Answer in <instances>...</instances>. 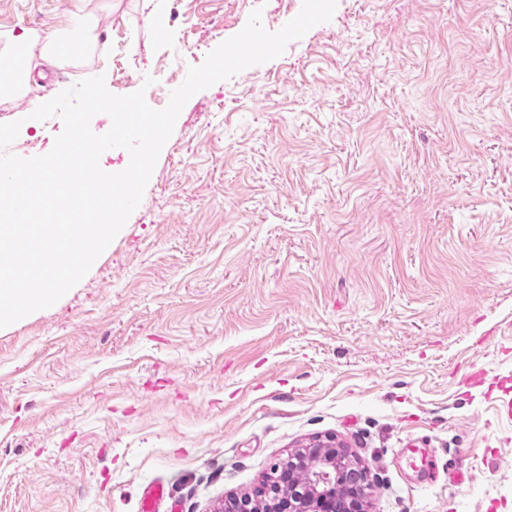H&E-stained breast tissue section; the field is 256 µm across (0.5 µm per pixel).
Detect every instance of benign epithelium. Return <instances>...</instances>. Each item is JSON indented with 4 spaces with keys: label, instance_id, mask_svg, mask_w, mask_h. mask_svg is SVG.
Returning a JSON list of instances; mask_svg holds the SVG:
<instances>
[{
    "label": "benign epithelium",
    "instance_id": "7a95c632",
    "mask_svg": "<svg viewBox=\"0 0 512 512\" xmlns=\"http://www.w3.org/2000/svg\"><path fill=\"white\" fill-rule=\"evenodd\" d=\"M311 447L322 449L323 469L314 474L308 487L291 496L289 512H364L369 494L364 469L333 438Z\"/></svg>",
    "mask_w": 512,
    "mask_h": 512
}]
</instances>
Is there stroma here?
Listing matches in <instances>:
<instances>
[{"label":"stroma","instance_id":"stroma-1","mask_svg":"<svg viewBox=\"0 0 512 512\" xmlns=\"http://www.w3.org/2000/svg\"><path fill=\"white\" fill-rule=\"evenodd\" d=\"M303 0H0V54L87 17L0 99L93 76L164 108L262 8ZM512 0H337L284 53L192 96L140 205L51 307L0 329V512H180L342 443L367 512H512ZM471 480L454 481V470ZM167 491L163 483L154 482L144 487L141 498V512H159V506L165 501Z\"/></svg>","mask_w":512,"mask_h":512}]
</instances>
